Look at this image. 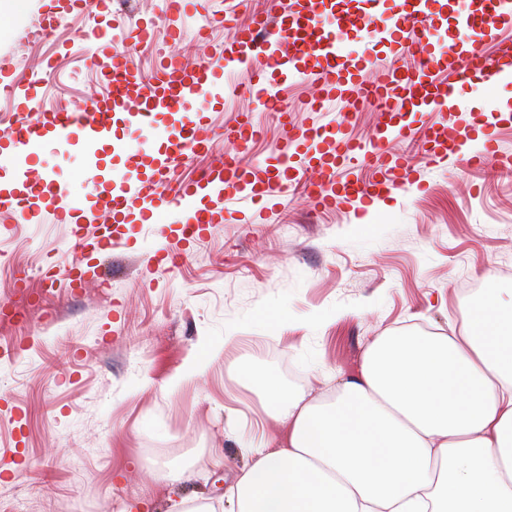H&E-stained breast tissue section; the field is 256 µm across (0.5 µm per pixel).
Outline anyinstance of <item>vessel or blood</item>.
<instances>
[{"label":"vessel or blood","instance_id":"vessel-or-blood-1","mask_svg":"<svg viewBox=\"0 0 512 512\" xmlns=\"http://www.w3.org/2000/svg\"><path fill=\"white\" fill-rule=\"evenodd\" d=\"M359 14H351L347 0H294L287 13L254 16L250 26L239 31L236 40L218 47L209 62L190 66L169 54L160 55L155 68L144 73L128 66L126 53L112 43L106 30H93L97 44L93 64L106 81L109 91L97 103L94 114L51 108L35 119L11 123L0 130V138L12 142L26 158H33L46 136L61 144L78 141L87 151L104 146L150 159V176L141 178L130 170L114 180L107 208L112 213L134 207L141 223H151L157 216L178 211L186 226V235H196L202 225L222 220V206L233 197L260 203L265 197L300 184L315 207L335 208L345 199L359 210H366L381 195L401 185L399 176L385 150L392 139H408L416 115L438 111L455 114L456 88L472 80L512 84V40H499L495 54H486L483 44L497 38V32L512 26V0H454L458 36L440 51L431 45L438 36L431 24L437 0H409L410 10L385 16L376 9V0H361ZM115 0H48L46 16L38 30L39 37H50L56 27L59 8L79 11L95 17L113 13ZM368 35L358 58L348 64L343 60L341 35L350 29ZM398 53H414L418 61L413 69L398 72L383 69L378 46ZM264 60L263 69L253 74L250 95L268 110L276 112L288 137L279 143L276 163L264 169H244L231 155L217 151L214 135L193 110L195 102L224 94L226 76ZM304 80L316 84L320 93L314 107L329 100L349 106L372 104L381 112L377 141L364 149L343 137L332 124L309 128L289 126L288 110L274 87L275 81ZM36 83H16L7 63H0V96L16 101L38 96ZM168 118L160 135V146L141 142L114 141L112 128L123 122L139 126L153 125L158 116ZM259 129L252 119L225 128L224 138L238 146L253 142ZM467 128L462 124L440 121L427 126L423 148L429 162L450 160ZM495 136H488L481 151L466 156L469 167L495 164L512 165V158L499 156ZM198 152L211 154L212 163L198 180L186 182L178 175L183 157ZM369 167L374 179L351 177L349 164ZM206 193L217 206L216 212L197 209L199 193ZM0 207L18 210L25 221L65 222L74 211L87 210L78 201L43 214L29 206L17 205L12 196L1 195ZM74 245L107 250L119 245L115 232L88 231L77 225Z\"/></svg>","mask_w":512,"mask_h":512}]
</instances>
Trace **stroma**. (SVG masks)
Returning <instances> with one entry per match:
<instances>
[{"label": "stroma", "mask_w": 512, "mask_h": 512, "mask_svg": "<svg viewBox=\"0 0 512 512\" xmlns=\"http://www.w3.org/2000/svg\"><path fill=\"white\" fill-rule=\"evenodd\" d=\"M289 3L195 0L178 20L181 41L128 45L129 64L149 71L159 52L203 63L255 8L278 13ZM43 5L0 0V59L18 81H39L43 100L93 112L103 94L88 57L97 21L62 14L54 37L39 42ZM115 9L105 23L118 43L138 20L161 30L169 23L162 0H120ZM204 19L213 23L207 44L196 37ZM316 94L299 81L281 90L295 126L343 113L344 135L371 145L375 106L350 113L334 101L312 112ZM458 98L477 145L492 109L512 107V84L475 80ZM195 110L217 150L251 168L272 162L284 131L249 95L202 100ZM246 114L267 133L243 149L225 141L224 129ZM387 150L409 166L411 181L363 214L345 204L318 211L290 188L260 210L234 206L198 240L179 241L174 211L164 224L124 225L120 247L103 253L73 247V225L24 224L0 211V303L43 297L22 318L0 319V507L20 499L25 512H65L90 495L103 512H172L177 503L222 500L248 461L244 443L280 432L259 377L321 396L323 373L353 372L373 336L450 333L472 293L491 283L512 288V176L429 163L413 139ZM37 166L55 176L53 208L95 199L104 181L80 147L51 138ZM76 266L87 271L80 287L45 277ZM199 358L201 372L177 382ZM176 470L180 480L169 482Z\"/></svg>", "instance_id": "1"}]
</instances>
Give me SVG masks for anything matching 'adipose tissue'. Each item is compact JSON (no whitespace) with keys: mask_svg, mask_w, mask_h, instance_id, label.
Wrapping results in <instances>:
<instances>
[{"mask_svg":"<svg viewBox=\"0 0 512 512\" xmlns=\"http://www.w3.org/2000/svg\"><path fill=\"white\" fill-rule=\"evenodd\" d=\"M260 384L285 432L252 449L237 512H512V289L451 334L386 332L317 399Z\"/></svg>","mask_w":512,"mask_h":512,"instance_id":"adipose-tissue-1","label":"adipose tissue"}]
</instances>
